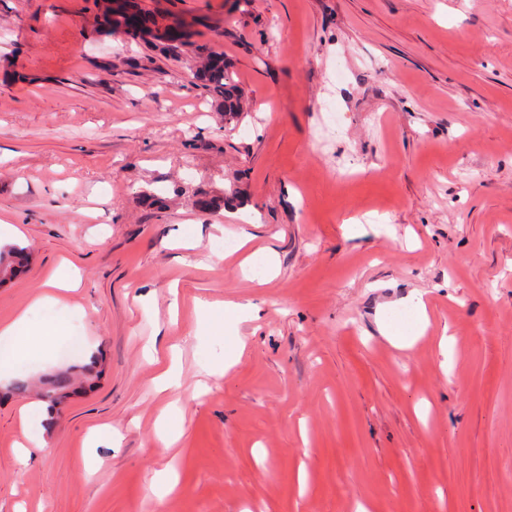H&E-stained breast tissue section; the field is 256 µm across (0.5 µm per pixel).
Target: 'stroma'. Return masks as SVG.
Listing matches in <instances>:
<instances>
[{
    "mask_svg": "<svg viewBox=\"0 0 512 512\" xmlns=\"http://www.w3.org/2000/svg\"><path fill=\"white\" fill-rule=\"evenodd\" d=\"M103 2L0 0V216L30 252L0 321L69 261L52 312L82 346L0 378V512H512V0H137L223 53L231 124L192 52L100 30ZM243 233L273 274L225 253ZM415 291L430 326L403 350L377 320L412 332ZM228 303L256 317L210 377ZM90 364L26 441L39 381Z\"/></svg>",
    "mask_w": 512,
    "mask_h": 512,
    "instance_id": "35a3bbf8",
    "label": "stroma"
}]
</instances>
